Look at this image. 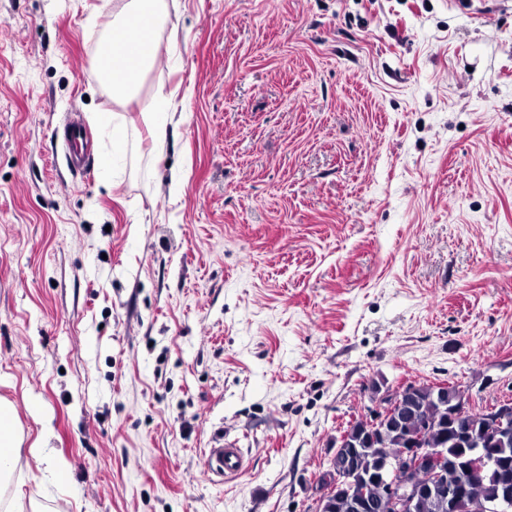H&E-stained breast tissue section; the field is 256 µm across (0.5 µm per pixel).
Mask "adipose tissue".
Listing matches in <instances>:
<instances>
[{"label": "adipose tissue", "instance_id": "obj_1", "mask_svg": "<svg viewBox=\"0 0 512 512\" xmlns=\"http://www.w3.org/2000/svg\"><path fill=\"white\" fill-rule=\"evenodd\" d=\"M163 11V0H114L112 29L95 58L99 77L110 83L113 99L134 100L146 75L161 65L158 22ZM21 443L15 410L0 401V479L11 475Z\"/></svg>", "mask_w": 512, "mask_h": 512}]
</instances>
